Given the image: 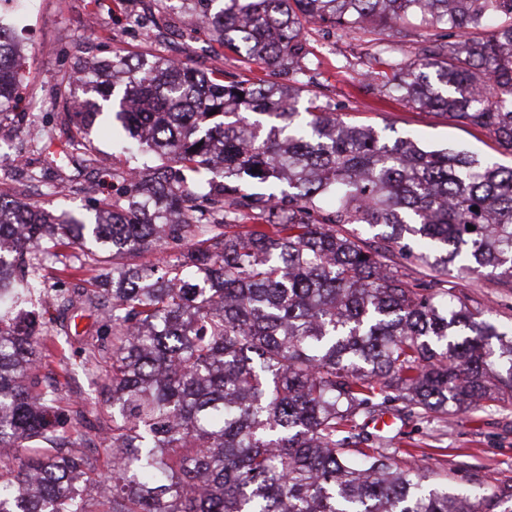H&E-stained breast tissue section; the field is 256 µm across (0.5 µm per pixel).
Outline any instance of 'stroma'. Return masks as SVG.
I'll return each instance as SVG.
<instances>
[{"label": "stroma", "mask_w": 512, "mask_h": 512, "mask_svg": "<svg viewBox=\"0 0 512 512\" xmlns=\"http://www.w3.org/2000/svg\"><path fill=\"white\" fill-rule=\"evenodd\" d=\"M159 18L162 27L179 30L181 39L171 44L164 38H146L132 26L131 14ZM24 73L19 111L24 114L8 138L11 152L0 154V193L12 195L19 172L15 156L46 169L55 178L54 194L42 188H29L25 201L50 209H75L87 205L84 195L71 193V186L94 181L98 198L115 195L114 170L128 167V160L115 152L111 140L100 130L88 136L92 164L83 171H70L58 177L42 143L32 140L27 125L46 113H54L55 144L63 146L73 136L62 105L57 81L77 57L92 59L120 53L147 51L178 57L188 66L201 70H224L241 80L258 75L256 65L234 54L202 53L208 40L204 29L194 24L180 0H29L23 19L17 25ZM307 59L314 77L311 87L320 103L339 113L345 122L367 125L381 131L386 139L414 137L432 147L460 146L511 166L512 154L505 152L487 132L448 117L416 108L396 93L379 94L359 85L364 71L381 70L358 34L332 24H310L304 29ZM112 264L101 261L80 269L63 268L59 260H48L41 271L49 295L69 288L79 280H102L111 276ZM449 287L466 296L471 306L480 308L483 320L503 331L512 330V287L487 276L460 274L449 278ZM75 332L62 337L52 332L39 336L38 373L41 379L57 383L64 405L83 408L86 423L69 428L72 450L85 452L86 438H101L112 426V399L105 387L103 369L84 366L82 349L95 336L92 317L75 311ZM397 455L400 466H422L430 480L447 482L449 488L463 483L481 485L491 496L512 486V403L482 408H463L447 414L431 415L428 421L408 423Z\"/></svg>", "instance_id": "stroma-1"}]
</instances>
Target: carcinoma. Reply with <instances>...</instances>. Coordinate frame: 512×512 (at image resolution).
Here are the masks:
<instances>
[{
  "label": "carcinoma",
  "instance_id": "cac0c4a2",
  "mask_svg": "<svg viewBox=\"0 0 512 512\" xmlns=\"http://www.w3.org/2000/svg\"><path fill=\"white\" fill-rule=\"evenodd\" d=\"M220 48L275 69L224 81L171 58L78 64L70 123L156 164L112 173L119 195L58 215L0 195V512H512V492L436 484L396 461L402 431L448 407L512 401V332L444 286L460 269L512 286V167L346 123L315 98L304 25L338 24L378 53L419 15L410 68L382 87L494 136L512 154V0H186ZM0 126L23 84L1 36ZM71 141L61 168L87 166ZM478 210H472V207ZM382 229L374 249L355 226ZM474 230H468V226ZM175 245L165 265L136 259ZM112 256V282L42 307L98 321L88 358L108 368L112 458L64 448L36 333L14 310L43 302L39 258ZM428 267L409 278L394 257Z\"/></svg>",
  "mask_w": 512,
  "mask_h": 512
}]
</instances>
